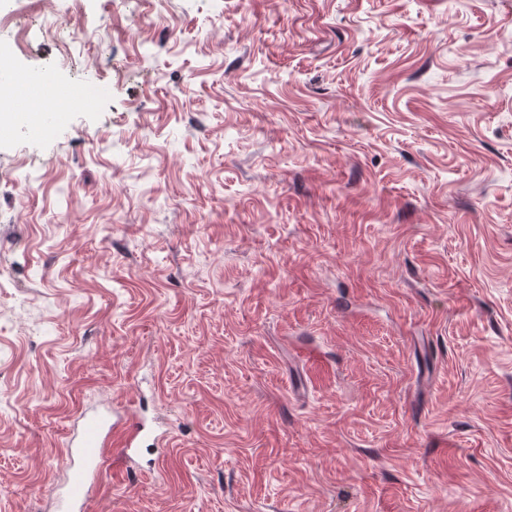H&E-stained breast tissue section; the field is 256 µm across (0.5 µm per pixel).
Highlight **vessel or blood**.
Listing matches in <instances>:
<instances>
[{
  "mask_svg": "<svg viewBox=\"0 0 512 512\" xmlns=\"http://www.w3.org/2000/svg\"><path fill=\"white\" fill-rule=\"evenodd\" d=\"M114 432L123 435L119 454L124 458L136 453L148 437L144 424L138 421L128 424L120 418L109 420L97 413L82 416L79 431L68 442L67 475L57 497L58 512H83L92 479L109 468L106 439Z\"/></svg>",
  "mask_w": 512,
  "mask_h": 512,
  "instance_id": "vessel-or-blood-1",
  "label": "vessel or blood"
}]
</instances>
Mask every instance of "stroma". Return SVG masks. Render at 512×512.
<instances>
[{
  "label": "stroma",
  "instance_id": "obj_1",
  "mask_svg": "<svg viewBox=\"0 0 512 512\" xmlns=\"http://www.w3.org/2000/svg\"><path fill=\"white\" fill-rule=\"evenodd\" d=\"M102 83L0 139V512H512V0H0ZM113 415L112 424L98 413L84 414L80 429L68 441L66 481L57 497L58 512H82L89 498L91 481L110 467L105 456L106 439L112 432L123 434L119 455L131 458L148 438L145 425L139 421L127 425Z\"/></svg>",
  "mask_w": 512,
  "mask_h": 512
}]
</instances>
